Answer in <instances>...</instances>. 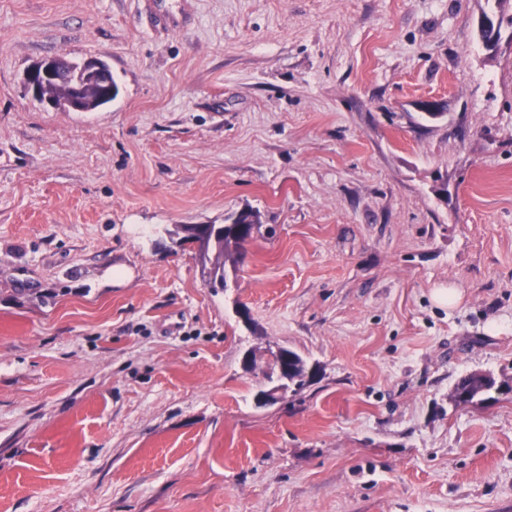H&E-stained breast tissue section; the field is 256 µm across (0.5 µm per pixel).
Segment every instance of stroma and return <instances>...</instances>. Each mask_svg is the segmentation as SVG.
Instances as JSON below:
<instances>
[{
	"mask_svg": "<svg viewBox=\"0 0 512 512\" xmlns=\"http://www.w3.org/2000/svg\"><path fill=\"white\" fill-rule=\"evenodd\" d=\"M494 9L0 0V512H512V393L448 399L512 380ZM55 56L117 98L35 100ZM245 210L209 288L172 230ZM273 345L317 377L261 407L244 359ZM482 388V386H477L475 382H470L469 379L463 377L454 385L458 400L453 401L452 395L449 396V399L455 406L482 404L486 400L484 396L490 392L489 390L482 391Z\"/></svg>",
	"mask_w": 512,
	"mask_h": 512,
	"instance_id": "stroma-1",
	"label": "stroma"
}]
</instances>
